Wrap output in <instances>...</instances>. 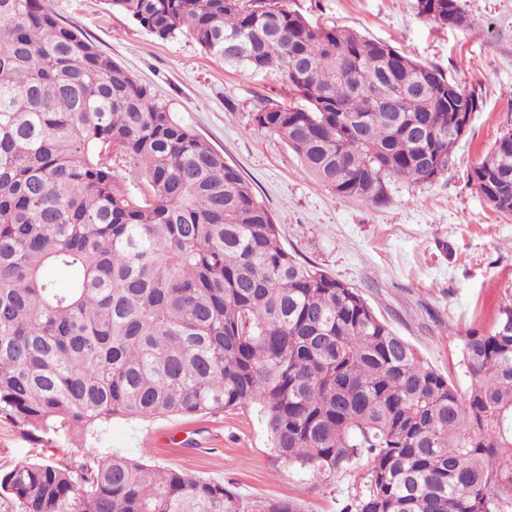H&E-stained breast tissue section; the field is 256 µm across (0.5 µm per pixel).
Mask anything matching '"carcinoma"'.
Here are the masks:
<instances>
[{
	"label": "carcinoma",
	"mask_w": 512,
	"mask_h": 512,
	"mask_svg": "<svg viewBox=\"0 0 512 512\" xmlns=\"http://www.w3.org/2000/svg\"><path fill=\"white\" fill-rule=\"evenodd\" d=\"M160 40L191 35L245 71H282L264 103L316 184L369 205L434 182L478 100L440 70L287 0H110ZM418 14L460 26L458 0ZM137 167L126 187L113 155ZM478 192L512 214V132ZM54 268L70 273L61 288ZM462 394L354 289L299 261L224 154L61 22L0 0V417L78 459L0 471L5 512H246L224 484L86 447L116 416L257 404L280 457L333 474L370 458L343 512H497L512 500V304L463 339Z\"/></svg>",
	"instance_id": "cac0c4a2"
}]
</instances>
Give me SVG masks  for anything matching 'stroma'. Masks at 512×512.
I'll use <instances>...</instances> for the list:
<instances>
[{
    "label": "stroma",
    "mask_w": 512,
    "mask_h": 512,
    "mask_svg": "<svg viewBox=\"0 0 512 512\" xmlns=\"http://www.w3.org/2000/svg\"><path fill=\"white\" fill-rule=\"evenodd\" d=\"M98 49L125 67L250 181L281 226L283 245L355 288L392 329L459 391L470 378L463 338L490 329L512 303V215L492 209L468 175L512 129V0H460L468 25L444 28L419 16L416 0H289L311 22L358 31L441 69L480 107L434 182H392L390 199L368 205L313 183L280 137L259 127L260 101L287 102L279 70L244 72L206 55L187 34L162 41L108 0H47ZM99 451L224 483L250 512L271 500L298 512H341L362 495L368 460L320 475L280 458L258 405L196 416L113 418ZM77 445L37 441L0 418V469L19 459L79 456Z\"/></svg>",
    "instance_id": "obj_1"
}]
</instances>
